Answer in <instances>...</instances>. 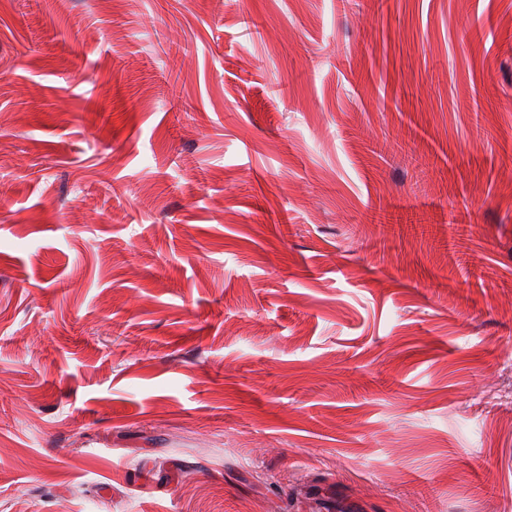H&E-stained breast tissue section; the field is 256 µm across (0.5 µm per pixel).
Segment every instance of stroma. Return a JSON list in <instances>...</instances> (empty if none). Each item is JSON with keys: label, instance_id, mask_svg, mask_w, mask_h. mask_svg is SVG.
I'll return each mask as SVG.
<instances>
[{"label": "stroma", "instance_id": "1", "mask_svg": "<svg viewBox=\"0 0 512 512\" xmlns=\"http://www.w3.org/2000/svg\"><path fill=\"white\" fill-rule=\"evenodd\" d=\"M0 512H512V0H0Z\"/></svg>", "mask_w": 512, "mask_h": 512}]
</instances>
